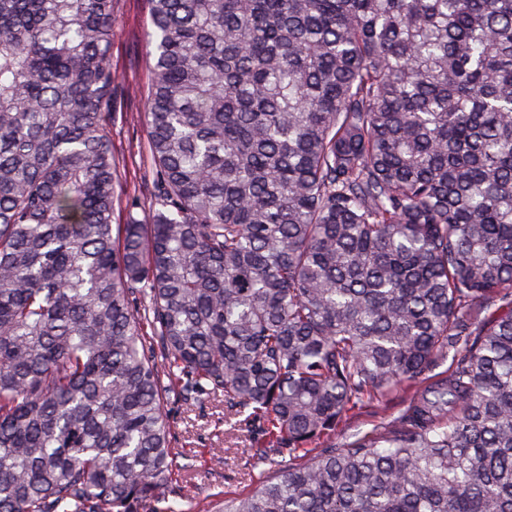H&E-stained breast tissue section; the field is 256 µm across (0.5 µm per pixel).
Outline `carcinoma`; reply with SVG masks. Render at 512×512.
<instances>
[{"mask_svg":"<svg viewBox=\"0 0 512 512\" xmlns=\"http://www.w3.org/2000/svg\"><path fill=\"white\" fill-rule=\"evenodd\" d=\"M148 4L114 224L112 0H0V512H186L204 395L212 512H512V0ZM114 1L118 24L112 30L110 63L115 82L107 124L116 163L113 223L125 224L129 214L147 223L155 190L143 112L149 84L145 43L149 6L147 0ZM168 415L176 437L175 446L191 449L190 456H195L193 461L178 459L180 464H194L187 482L182 484L183 494L197 502L193 512H199L197 510L202 508V502L216 499L218 495L238 496L252 488L261 467H253L243 453V447L235 448L242 445L241 442L232 445L228 454L224 455V464L219 467L213 466L210 460V448H224L226 428L222 412L214 407L210 399L204 396L189 412L180 404L171 402L168 404ZM375 407L365 405L352 411L347 419L336 430V445L352 440L355 434L371 430L380 421Z\"/></svg>","mask_w":512,"mask_h":512,"instance_id":"cac0c4a2","label":"carcinoma"}]
</instances>
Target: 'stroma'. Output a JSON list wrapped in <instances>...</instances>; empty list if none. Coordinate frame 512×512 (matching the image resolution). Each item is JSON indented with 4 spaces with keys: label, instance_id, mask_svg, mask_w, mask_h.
Instances as JSON below:
<instances>
[{
    "label": "stroma",
    "instance_id": "stroma-1",
    "mask_svg": "<svg viewBox=\"0 0 512 512\" xmlns=\"http://www.w3.org/2000/svg\"><path fill=\"white\" fill-rule=\"evenodd\" d=\"M114 11L118 23L112 31L110 63L115 82L107 131L116 163L113 221L123 224L132 216L147 220L154 203L155 170L143 112L149 84L145 43L149 6L147 0H115ZM168 415L177 447L189 449L194 457V468L183 485L186 497L202 503L251 489L258 470L242 448H227L220 466L210 460L211 449L224 446L223 414L210 399H202L190 411L169 403Z\"/></svg>",
    "mask_w": 512,
    "mask_h": 512
}]
</instances>
